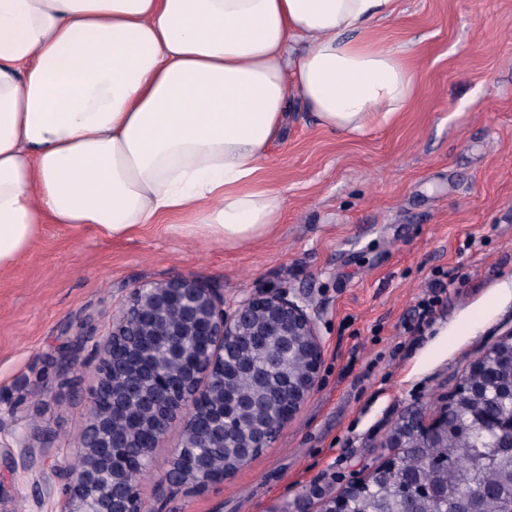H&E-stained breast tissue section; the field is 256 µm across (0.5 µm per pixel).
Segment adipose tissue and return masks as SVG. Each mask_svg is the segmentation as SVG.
I'll list each match as a JSON object with an SVG mask.
<instances>
[{"label":"adipose tissue","instance_id":"obj_1","mask_svg":"<svg viewBox=\"0 0 512 512\" xmlns=\"http://www.w3.org/2000/svg\"><path fill=\"white\" fill-rule=\"evenodd\" d=\"M400 0H0V273L45 221L243 245L281 223L292 99L347 136L414 92Z\"/></svg>","mask_w":512,"mask_h":512}]
</instances>
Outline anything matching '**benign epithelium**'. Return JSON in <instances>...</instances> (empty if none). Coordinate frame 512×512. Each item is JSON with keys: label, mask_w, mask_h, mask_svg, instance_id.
I'll use <instances>...</instances> for the list:
<instances>
[{"label": "benign epithelium", "mask_w": 512, "mask_h": 512, "mask_svg": "<svg viewBox=\"0 0 512 512\" xmlns=\"http://www.w3.org/2000/svg\"><path fill=\"white\" fill-rule=\"evenodd\" d=\"M319 320L317 311L283 291L248 294L226 307L224 294L191 274L143 282L131 290L112 316L111 330L95 344L98 363L88 387L79 464H71L64 453L36 456L24 436L11 443L1 441L0 456L24 470L36 465L51 470L57 482L39 487L38 495L57 498V512H145L138 484L128 470L114 467L115 453L123 449L134 466L150 458L171 425L180 421L181 442L162 482L170 487L189 485L199 492L221 486L273 447L314 393L325 355ZM154 333L168 337L169 357L182 365L175 382L145 363L144 337ZM268 334L276 337L272 362L295 355L306 366L302 376L286 380L282 413L272 410L260 391L237 394L230 379L236 369L230 354L253 337ZM508 348L512 349V337L475 359L453 398L431 419L413 415L395 424L387 447L407 448L412 437L421 448L438 447L448 436V409L486 393L488 379L494 380L498 398L512 402V359L494 360ZM136 390L151 417L143 424L131 418L118 430L115 410ZM492 428L512 439V407L499 413ZM230 441L237 455L218 474L214 462L193 452L222 448ZM489 460L499 469L495 492L512 497V465L492 455ZM369 482L368 477L352 482L323 501L318 512H351L352 497ZM406 489V496L414 500L424 496L440 501L448 496L444 484H423L412 472L407 474ZM454 512H485L484 496L459 497Z\"/></svg>", "instance_id": "7a95c632"}]
</instances>
